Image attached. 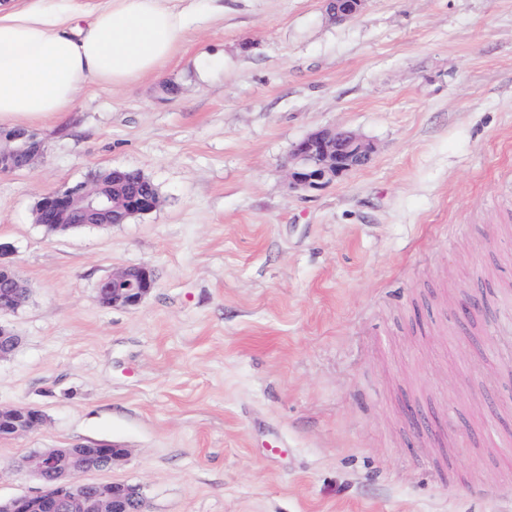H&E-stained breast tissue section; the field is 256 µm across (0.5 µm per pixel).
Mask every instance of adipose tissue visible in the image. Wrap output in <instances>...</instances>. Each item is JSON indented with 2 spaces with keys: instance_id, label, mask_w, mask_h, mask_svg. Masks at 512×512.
Returning a JSON list of instances; mask_svg holds the SVG:
<instances>
[{
  "instance_id": "obj_1",
  "label": "adipose tissue",
  "mask_w": 512,
  "mask_h": 512,
  "mask_svg": "<svg viewBox=\"0 0 512 512\" xmlns=\"http://www.w3.org/2000/svg\"><path fill=\"white\" fill-rule=\"evenodd\" d=\"M168 0H102L91 12L0 0V124L72 108L93 80L111 86L158 73L184 31Z\"/></svg>"
}]
</instances>
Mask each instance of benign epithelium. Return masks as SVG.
I'll return each mask as SVG.
<instances>
[{
    "instance_id": "7a95c632",
    "label": "benign epithelium",
    "mask_w": 512,
    "mask_h": 512,
    "mask_svg": "<svg viewBox=\"0 0 512 512\" xmlns=\"http://www.w3.org/2000/svg\"><path fill=\"white\" fill-rule=\"evenodd\" d=\"M365 0H329L330 13L339 21L355 18ZM373 146L362 137L343 130L325 129L297 142L291 155L289 186L314 190L363 166ZM41 154V143L25 129L0 132V172L32 165ZM121 171L112 168L79 184L49 193L39 201L36 221L56 224L66 230L72 224H119L123 213L153 211L159 198H127L117 187ZM11 247L0 243V312L14 311L25 302L24 284L14 264L7 260ZM156 285L154 269L148 265L124 268L103 280L97 294L104 306L135 307ZM18 343L12 332L0 325V358L14 351ZM42 415L27 405L0 408V425L8 436L18 437L33 430ZM126 456V449L105 444L34 450L23 467L40 480L44 490L0 502V512H144L142 489L123 483L85 482L82 476L108 470Z\"/></svg>"
}]
</instances>
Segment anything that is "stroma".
I'll use <instances>...</instances> for the list:
<instances>
[{"instance_id": "1", "label": "stroma", "mask_w": 512, "mask_h": 512, "mask_svg": "<svg viewBox=\"0 0 512 512\" xmlns=\"http://www.w3.org/2000/svg\"><path fill=\"white\" fill-rule=\"evenodd\" d=\"M372 143L288 185L322 129ZM0 173V241L29 289L0 315V499L41 490L36 449H126L93 482L146 512H512V0H195L158 74L90 82ZM111 168L156 210L51 232L38 201ZM152 266L135 308L112 272ZM468 297L483 311L465 327ZM440 428L407 421L405 404ZM373 146L349 131L325 129L297 142L291 155L289 186L294 190H314L363 166ZM156 285L154 269L147 264L124 268L103 280L97 294L104 306L135 307ZM42 420V415L27 405L0 408V427L6 425L7 437H18L33 430Z\"/></svg>"}]
</instances>
